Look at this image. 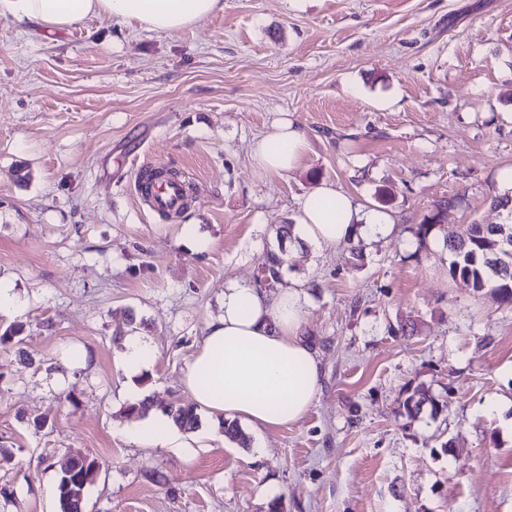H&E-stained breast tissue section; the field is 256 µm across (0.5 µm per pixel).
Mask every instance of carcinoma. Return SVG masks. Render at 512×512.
I'll use <instances>...</instances> for the list:
<instances>
[{"label":"carcinoma","instance_id":"1","mask_svg":"<svg viewBox=\"0 0 512 512\" xmlns=\"http://www.w3.org/2000/svg\"><path fill=\"white\" fill-rule=\"evenodd\" d=\"M177 176V173L159 168L145 170L139 178L143 191H149L157 179L164 176ZM449 202L444 200L435 204V210L424 216L422 223L414 228V235L424 241L433 231L436 224L441 222L442 215L448 210ZM512 243V224H469L461 235L448 241V273L451 277H460L471 281L477 291L491 289L499 299L512 305V271L503 268L494 270L489 265V259L494 252ZM284 259L281 255L271 252L264 266L263 279L272 286L281 281ZM25 330V324L14 322L0 332V351L10 350L19 356H26L20 344ZM430 405L431 412L438 410L437 400L424 389L414 390L402 402V407L412 417L419 415L425 405ZM156 409L167 415L175 425L183 429L199 427V417L191 405L171 401L165 405L157 403L153 398L128 406V410L139 416H145L150 410ZM220 428L224 436L243 448L250 445V439L242 428L235 422L221 420ZM70 469L61 471L57 480V496L60 512H84L87 492L90 485L78 479V476L92 470H102L100 459L90 454H78L69 459Z\"/></svg>","mask_w":512,"mask_h":512}]
</instances>
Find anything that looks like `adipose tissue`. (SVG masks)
<instances>
[{
    "label": "adipose tissue",
    "mask_w": 512,
    "mask_h": 512,
    "mask_svg": "<svg viewBox=\"0 0 512 512\" xmlns=\"http://www.w3.org/2000/svg\"><path fill=\"white\" fill-rule=\"evenodd\" d=\"M223 9L224 0H0V16L48 33L91 17L174 32ZM307 147L305 131L286 118L274 124L251 154L264 174L282 175L302 165ZM391 230L386 213L360 212L336 189L322 185L304 197L293 235L308 244L333 247ZM303 318L299 288L271 294L238 283L225 287L224 311L207 322L201 345L182 374L184 389L210 429H217L225 416L240 418L257 430L291 425L305 416L317 396L321 370L315 351L302 336ZM154 359V348L142 336H126L122 369L129 402L145 398L140 376ZM130 438L186 456L194 454L197 444L157 410L131 429Z\"/></svg>",
    "instance_id": "adipose-tissue-1"
}]
</instances>
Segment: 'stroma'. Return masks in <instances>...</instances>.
Returning <instances> with one entry per match:
<instances>
[{"label": "stroma", "instance_id": "35a3bbf8", "mask_svg": "<svg viewBox=\"0 0 512 512\" xmlns=\"http://www.w3.org/2000/svg\"><path fill=\"white\" fill-rule=\"evenodd\" d=\"M284 116L306 157L261 174L250 146ZM149 166L188 183L180 216L141 198ZM506 169L512 0H224L169 33L0 17V275L23 304L0 328L26 321L35 359L0 354V512H59L77 452L103 463L86 512H269L271 488L283 512H512V305L449 277L446 248L466 225L512 221ZM323 183L388 213L392 232L277 239ZM444 199L419 243L413 227ZM185 224L203 248L184 246ZM271 251L321 365L309 411L249 430L246 448L211 434L189 460L129 440L116 329L135 322L154 347L150 396L189 403L181 375L225 286H257ZM77 347L85 366L57 381ZM418 388L437 415L399 410Z\"/></svg>", "mask_w": 512, "mask_h": 512}]
</instances>
